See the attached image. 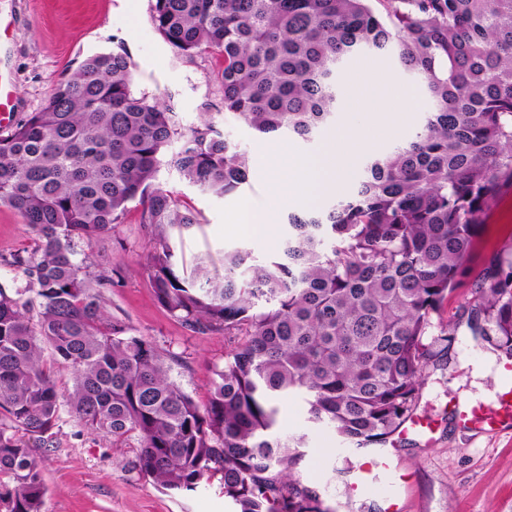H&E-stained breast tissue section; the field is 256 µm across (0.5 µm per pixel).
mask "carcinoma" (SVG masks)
Here are the masks:
<instances>
[{"mask_svg":"<svg viewBox=\"0 0 512 512\" xmlns=\"http://www.w3.org/2000/svg\"><path fill=\"white\" fill-rule=\"evenodd\" d=\"M149 19L177 55L220 59L224 116L262 134L309 141L332 124L342 65L365 51L392 53L430 108L411 141L364 158L348 196L288 214L277 257L227 250L214 276L205 257L175 260L168 230L200 221L158 173L168 164L224 196L247 183L250 159L212 113L186 130L135 93L124 46L87 57L0 130V204L34 242L0 259L25 277L0 283V512H43L29 441L53 445L65 413L134 447V467L166 491L216 480L236 512H335L297 471L305 436L278 432L280 400L366 448L416 410L433 329L447 349L464 327L512 358V244L477 275L466 318L434 322L471 270L482 216L512 188V0H151ZM132 202L156 231L158 302L193 334L233 337L203 405L171 379L177 355L112 319V271L78 251Z\"/></svg>","mask_w":512,"mask_h":512,"instance_id":"obj_1","label":"carcinoma"}]
</instances>
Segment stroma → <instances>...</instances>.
<instances>
[{
	"label": "stroma",
	"mask_w": 512,
	"mask_h": 512,
	"mask_svg": "<svg viewBox=\"0 0 512 512\" xmlns=\"http://www.w3.org/2000/svg\"><path fill=\"white\" fill-rule=\"evenodd\" d=\"M150 0H0V73L16 95L15 117L40 110L54 84L74 72L90 55L124 45L134 64L136 92L160 96L170 104L184 128L200 121L203 113L221 109L223 88L220 63L212 57L177 56L154 31L149 20ZM382 71L405 87L416 110L407 123L379 136L385 150L409 140L428 108L426 89L397 65L393 56H376ZM229 140L250 157L273 151L282 144L312 156L328 136L320 131L311 141L262 135L240 123L224 126ZM159 182L185 205L200 212L199 227L171 231L177 260L194 263L208 253L221 259L236 247L259 258L279 253L288 232L279 224L273 239L246 237L222 240L220 208L240 200L256 206L273 205L265 173L252 165L249 183L222 197L200 192L172 166H162ZM155 230L141 223L137 204H129L122 224L111 237L85 249L92 262L112 272L109 310L133 334L151 337L160 348L174 352L179 361L171 376L200 403L206 402L214 367L223 365L230 342L223 333L197 335L184 329L157 301L149 263ZM512 243V189H503L490 212L477 246L474 268L504 244ZM416 417L432 426L433 434L410 431L390 438V452L403 482L397 483L401 512H512V429L483 435L460 427L449 414V404L495 407L501 390V364L489 363L488 343L459 333L451 348L432 347ZM280 430L306 434L307 454L299 472L317 484L338 512H381L380 483L362 494L349 488L361 479L359 469L343 472L344 460L362 458V451L342 444L327 429L310 428L299 399L280 404ZM33 451L48 486L44 512H233L218 483L201 484L182 496L162 491L133 468L134 453L113 447L108 439L87 431L64 417L52 447L34 445Z\"/></svg>",
	"instance_id": "obj_1"
}]
</instances>
